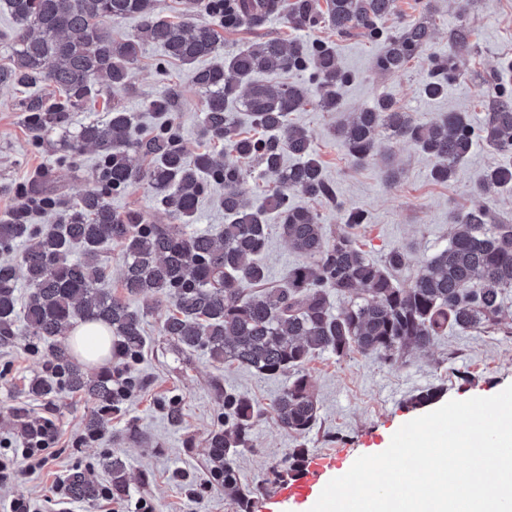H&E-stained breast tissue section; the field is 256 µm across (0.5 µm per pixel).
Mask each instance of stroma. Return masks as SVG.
Instances as JSON below:
<instances>
[{
	"label": "stroma",
	"mask_w": 512,
	"mask_h": 512,
	"mask_svg": "<svg viewBox=\"0 0 512 512\" xmlns=\"http://www.w3.org/2000/svg\"><path fill=\"white\" fill-rule=\"evenodd\" d=\"M431 17L434 35L420 55L399 72H382L375 66L382 52L380 43L354 33L341 36L326 27L304 31L275 18L263 28L226 31L222 34L224 55H232L260 37L319 41L333 47L336 62L354 73L355 79L342 91L337 111L309 109L294 113L295 122L314 136V145L327 176L337 185L346 208L364 211L367 220L355 229L366 255L383 262L393 247L405 246L411 263L397 275L409 284L423 261L448 243V216L469 206L470 189L486 171L507 164L506 156L477 144L459 166L454 178H432V162L412 145L383 143L373 158L358 163L336 136V128L353 112L371 104L381 92L392 93L399 104L420 121L449 111L469 112L481 122L497 88L512 92V0H398L390 26ZM471 29L469 49L453 53L456 78L442 98L429 100L420 93L431 59L448 51V33L460 22ZM129 86L113 88L99 79L101 91L90 109L68 112L64 127L74 129L90 118H105L113 104L136 112L143 131L155 123L146 112L150 98L162 93L174 99L175 122L184 148L191 153L208 150L219 154L223 143L207 142L198 135L203 93L190 79V67L169 60L160 47L145 45L134 64ZM47 85L0 86V218L17 207L18 189L34 182L56 189L62 203L75 202L95 184L96 154L66 153L59 130L43 138L32 136L23 102L34 96L49 97ZM400 169L394 186L383 180L386 167ZM130 307L144 311L147 339L134 373L143 385L125 401L120 411L104 414L105 428L98 438L81 443L86 423L96 405L89 399L60 388L50 399L29 396L25 379L44 373L48 366L46 342L17 325L11 339L0 345V440L19 441V417L45 413L57 426L59 441L48 465L18 484L0 489V499L25 495L40 501L42 512H55L45 498L51 485L74 469L87 472L106 484L110 476L105 462L117 453L127 463L128 500H113L111 512H133L138 498H145L152 512H236L223 489L211 488L197 498L173 481L171 474L185 470L206 480L205 439L218 424L222 406L215 385L235 388L265 407L287 385L284 377H269L235 365L212 362L201 352H184L158 332L160 309L152 298L131 296ZM312 390L319 408V422L304 439L312 460L342 456L344 468L365 454L384 451L393 434L406 422L435 410V403L414 405L413 399L432 387L442 388L443 400L488 397L512 384V335L493 332L449 331L430 349L412 350L398 362L385 365L354 354L344 359L324 353L307 364ZM181 399V424H172L162 405L171 396ZM295 441L273 418L255 428L253 451L238 460L243 485L256 487L251 512H300L290 501H276L278 485L265 484L275 465Z\"/></svg>",
	"instance_id": "stroma-1"
}]
</instances>
